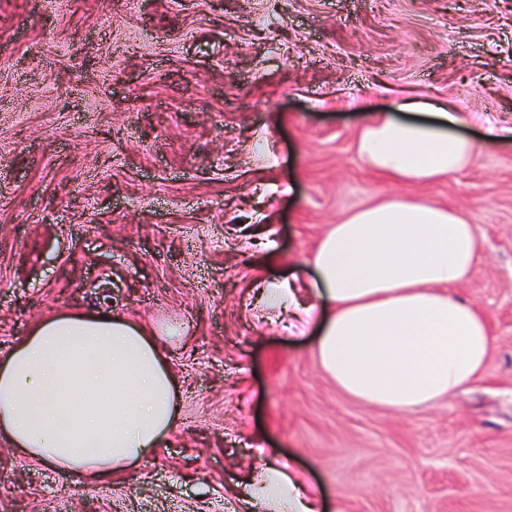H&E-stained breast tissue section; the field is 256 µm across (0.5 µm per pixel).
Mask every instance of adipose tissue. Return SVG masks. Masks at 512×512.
I'll return each instance as SVG.
<instances>
[{
    "mask_svg": "<svg viewBox=\"0 0 512 512\" xmlns=\"http://www.w3.org/2000/svg\"><path fill=\"white\" fill-rule=\"evenodd\" d=\"M461 113L398 99L362 127L357 152L397 184L470 166L487 142L456 134ZM479 259L457 211L393 196L332 225L312 255L322 315L290 283L261 289L263 307L316 326L315 357L343 393L410 412L481 379L493 340L486 315L455 287ZM179 323L148 324L106 306L37 321L0 356V439L46 466L105 483L156 455L179 422V386L162 346ZM263 512H317L301 481L275 464L251 482Z\"/></svg>",
    "mask_w": 512,
    "mask_h": 512,
    "instance_id": "adipose-tissue-1",
    "label": "adipose tissue"
}]
</instances>
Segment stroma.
Masks as SVG:
<instances>
[{
	"label": "stroma",
	"instance_id": "stroma-1",
	"mask_svg": "<svg viewBox=\"0 0 512 512\" xmlns=\"http://www.w3.org/2000/svg\"><path fill=\"white\" fill-rule=\"evenodd\" d=\"M446 102L498 139L394 185L368 113ZM459 211L490 318L486 376L412 412L320 370L314 334L260 320V281L311 293L328 226L388 195ZM109 300L191 331L167 357L180 423L99 485L0 440V512H257L289 464L319 512H512V0H0V351Z\"/></svg>",
	"mask_w": 512,
	"mask_h": 512
}]
</instances>
